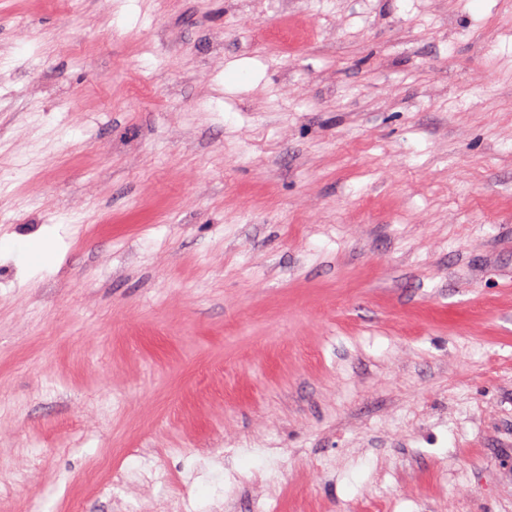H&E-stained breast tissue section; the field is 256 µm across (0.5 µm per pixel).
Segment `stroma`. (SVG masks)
<instances>
[{"label":"stroma","mask_w":512,"mask_h":512,"mask_svg":"<svg viewBox=\"0 0 512 512\" xmlns=\"http://www.w3.org/2000/svg\"><path fill=\"white\" fill-rule=\"evenodd\" d=\"M1 241L0 512H512V0H0Z\"/></svg>","instance_id":"stroma-1"}]
</instances>
